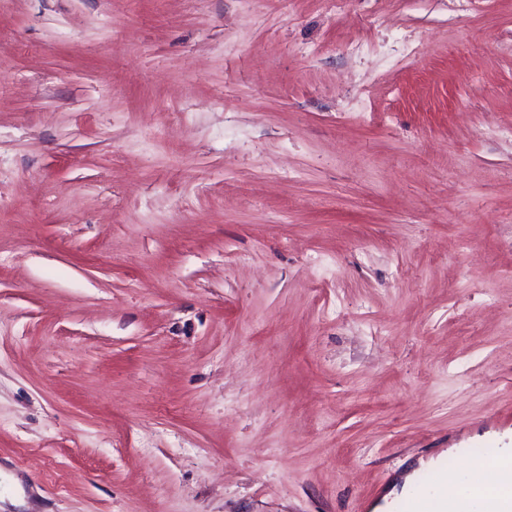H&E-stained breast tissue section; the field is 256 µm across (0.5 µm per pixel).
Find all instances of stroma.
<instances>
[{"instance_id": "1", "label": "stroma", "mask_w": 512, "mask_h": 512, "mask_svg": "<svg viewBox=\"0 0 512 512\" xmlns=\"http://www.w3.org/2000/svg\"><path fill=\"white\" fill-rule=\"evenodd\" d=\"M512 446V0H0V512H408Z\"/></svg>"}]
</instances>
